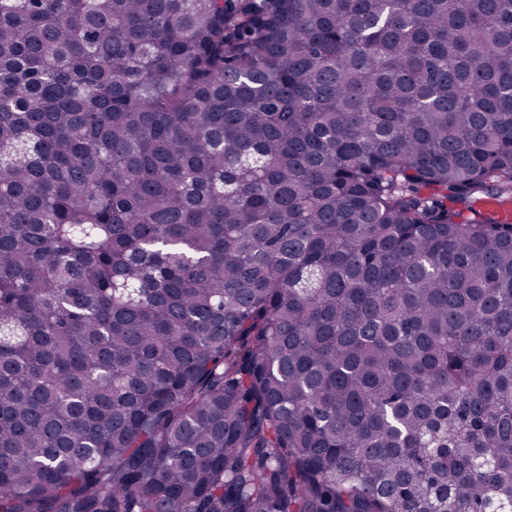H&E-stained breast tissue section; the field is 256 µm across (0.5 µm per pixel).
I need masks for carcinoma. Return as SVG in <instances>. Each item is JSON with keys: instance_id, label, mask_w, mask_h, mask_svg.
<instances>
[{"instance_id": "cac0c4a2", "label": "carcinoma", "mask_w": 512, "mask_h": 512, "mask_svg": "<svg viewBox=\"0 0 512 512\" xmlns=\"http://www.w3.org/2000/svg\"><path fill=\"white\" fill-rule=\"evenodd\" d=\"M512 0H0V512H512Z\"/></svg>"}]
</instances>
